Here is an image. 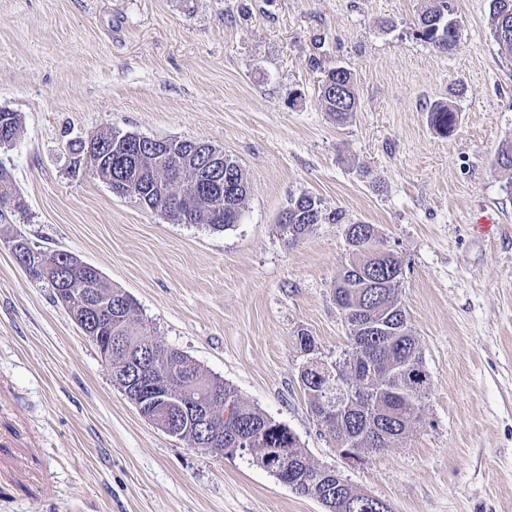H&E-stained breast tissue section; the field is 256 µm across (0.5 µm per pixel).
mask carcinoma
Masks as SVG:
<instances>
[{
  "label": "carcinoma",
  "mask_w": 512,
  "mask_h": 512,
  "mask_svg": "<svg viewBox=\"0 0 512 512\" xmlns=\"http://www.w3.org/2000/svg\"><path fill=\"white\" fill-rule=\"evenodd\" d=\"M491 33L500 54L512 59V43L501 42V31L512 26V0H491ZM453 7L450 0H432V4L419 18L420 38L443 52L454 50L460 41V27L451 18ZM320 96L327 111L343 121L358 111L359 100L351 73L334 67L326 73L320 86ZM458 113L448 103L437 102L429 109V122L436 134L447 137L456 127ZM22 129L21 117L16 112H0V145L16 139ZM189 141H174L168 150L157 153L133 149V142L123 135L105 128L91 136V141L81 142L75 153L90 163L96 175L105 182L112 180L114 169L127 166L131 180L138 191L153 200L156 210L163 211L181 224L205 223L212 229L224 231L238 223L249 192V182L237 161L227 157L224 167L240 180L239 197L224 200L218 208V197L205 198L192 212L179 218L180 195L194 185L193 169L196 161L187 157ZM11 174L0 168V199L15 198L16 210H0V224L10 223V216L25 210V201L11 188ZM333 223L342 220V213L333 211L323 215L320 199L302 194L291 200L287 216L280 218L282 234L295 242L307 230V225L318 224L323 219ZM354 242L349 245V261L343 266L338 278L334 298L344 310L348 326V350L336 359L343 371V385L353 403V410L342 417H333L330 423L335 437H357L355 447L362 453L378 449L380 435L368 429L370 421L380 417L394 424L399 435L410 432L409 424L419 419L420 408L401 394L402 382L391 375L397 364L412 367L416 380V399H422L430 388L431 379L423 364L416 336L408 322L405 310L398 301L401 281L389 282V273L402 266L392 252H386L381 260L373 259L372 241L377 239L372 224H356L353 227ZM41 266L29 267L27 272L35 280L52 288L53 293L69 287L70 282L81 279L93 289L98 313L103 319L102 334L112 337L119 351L112 356V375H118L125 350H140V344L153 343L146 325L137 318L133 298L120 288L110 284L96 268H82L67 251L53 254L41 253ZM390 323L402 330V337L392 334H372V323ZM309 381L304 388L311 413L323 414L319 403L325 385L321 372L310 369L305 372ZM161 377L171 381L175 395L189 404L183 419L182 439L192 445L203 443V434L193 414L194 405L216 394L224 403L239 409L238 417L224 423V448H245L256 462L277 477L282 483H299L297 494L314 497L324 488L303 483L306 470L315 471L313 464L298 443L294 433L284 424L272 419L259 409L244 403L237 392L222 380L206 373L190 357L171 348L167 355L166 369ZM362 494L342 483L326 500V512H376L361 502Z\"/></svg>",
  "instance_id": "cac0c4a2"
}]
</instances>
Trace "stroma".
<instances>
[{"mask_svg":"<svg viewBox=\"0 0 512 512\" xmlns=\"http://www.w3.org/2000/svg\"><path fill=\"white\" fill-rule=\"evenodd\" d=\"M428 0H0V107L23 130L0 166L26 200L0 224V512H324L246 453L216 458L139 415L96 345L9 241L67 251L135 300L164 346L287 425L315 464L392 512H512V61L489 0H452L461 40L420 39ZM354 79L336 123L326 72ZM453 105L454 132L428 123ZM199 140L244 170L238 224H181L113 194L72 144L103 128ZM342 223L294 242L301 194ZM489 216L496 234L480 232ZM399 257L431 388L407 440L344 458L299 383V332L335 364L346 227ZM320 96L337 121H344L359 107L352 75L341 66L328 70L320 86ZM458 113L449 103L437 102L429 109V122L436 134L449 136L456 127Z\"/></svg>","mask_w":512,"mask_h":512,"instance_id":"1","label":"stroma"}]
</instances>
